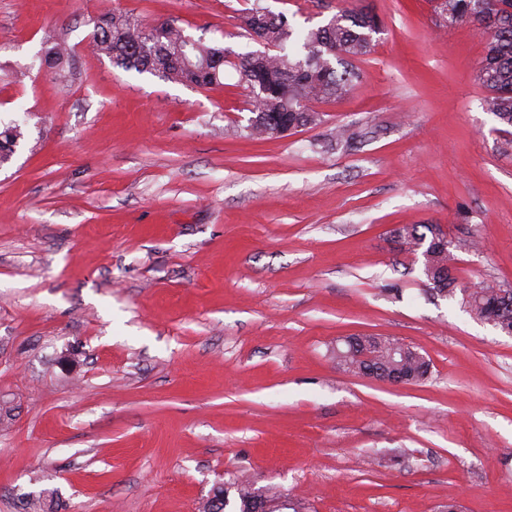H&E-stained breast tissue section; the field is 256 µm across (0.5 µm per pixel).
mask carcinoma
Here are the masks:
<instances>
[{
    "mask_svg": "<svg viewBox=\"0 0 512 512\" xmlns=\"http://www.w3.org/2000/svg\"><path fill=\"white\" fill-rule=\"evenodd\" d=\"M435 11L448 25L465 22L490 31L477 69L478 80L486 90L482 104L501 123L512 126V0H436ZM379 27L378 16L368 9H342L326 25L302 36L304 54L299 55L287 19L255 7L242 17L241 28L248 36L260 37L275 52H248L233 61L228 49L193 39L174 19L149 25L127 14L106 12L94 21L93 46L117 66L203 88L224 85V66L230 65L251 92L254 117L248 126L250 135L279 138L291 129L320 122L312 102L348 91L359 77L354 61L371 52L372 35ZM68 57L65 43L57 42L42 63L62 71ZM23 138L19 124L0 125L1 165L11 161ZM438 232L437 224H413L395 230L410 247L432 243ZM459 248L453 240L427 248L424 272L436 282L438 293L448 298L461 295V304L475 318L491 321L495 328L512 336V289L460 286L453 276L458 261L454 251ZM398 343V339L383 338L364 344L360 336H347L333 354L343 371L355 375L375 370L386 376L402 373L409 384L427 379L429 360L410 349L395 348ZM217 499L222 500V512H257L264 508L267 512H303L301 503L281 492L269 488L258 493L237 478L214 488L202 512H216L213 501ZM26 506L32 512H57L51 494L40 495Z\"/></svg>",
    "mask_w": 512,
    "mask_h": 512,
    "instance_id": "carcinoma-1",
    "label": "carcinoma"
}]
</instances>
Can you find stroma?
I'll return each instance as SVG.
<instances>
[{
    "instance_id": "35a3bbf8",
    "label": "stroma",
    "mask_w": 512,
    "mask_h": 512,
    "mask_svg": "<svg viewBox=\"0 0 512 512\" xmlns=\"http://www.w3.org/2000/svg\"><path fill=\"white\" fill-rule=\"evenodd\" d=\"M263 7L297 32L380 18L319 124L255 139L232 67L199 88L91 49L110 9L237 53ZM70 49L67 79L42 66ZM488 33L432 0H0V512H199L237 475L306 512H512V336L441 296L395 228L462 242L512 289V134L480 100ZM366 131L354 145L336 130ZM403 340L418 384L339 370ZM24 138L22 127L15 122L0 125V164L11 161L17 147ZM375 337L380 338L381 341L360 344L362 339ZM341 341L342 345L336 343L333 354L336 358V364L345 372L364 376L366 371L375 370L388 376L387 381L403 383V378L390 377L393 372H398L407 377L405 383L409 384L420 383L427 379L430 374V362L425 356L418 357L409 348L402 351L400 347L392 353L396 344L405 343L398 339L378 336H347ZM364 348L369 349L373 355L370 363L365 362L360 357Z\"/></svg>"
}]
</instances>
